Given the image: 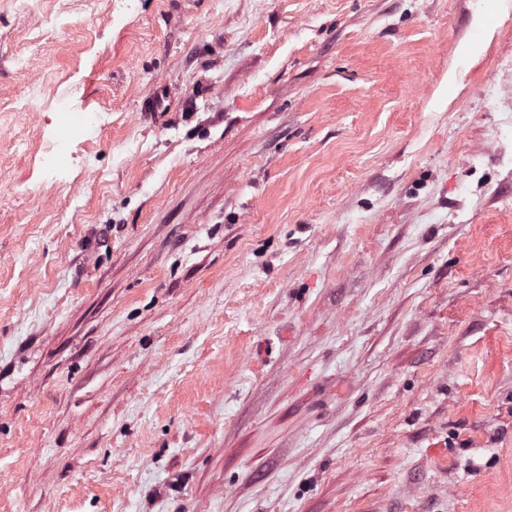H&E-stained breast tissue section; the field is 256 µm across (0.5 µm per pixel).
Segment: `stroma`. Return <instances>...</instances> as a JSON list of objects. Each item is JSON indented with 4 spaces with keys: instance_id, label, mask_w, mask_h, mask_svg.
Returning <instances> with one entry per match:
<instances>
[{
    "instance_id": "obj_1",
    "label": "stroma",
    "mask_w": 512,
    "mask_h": 512,
    "mask_svg": "<svg viewBox=\"0 0 512 512\" xmlns=\"http://www.w3.org/2000/svg\"><path fill=\"white\" fill-rule=\"evenodd\" d=\"M511 60L512 0H0V512H512Z\"/></svg>"
}]
</instances>
